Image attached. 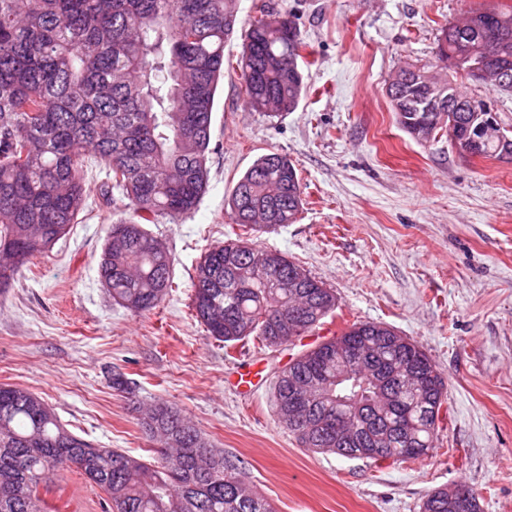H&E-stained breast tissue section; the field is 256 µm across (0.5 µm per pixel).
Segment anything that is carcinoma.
Instances as JSON below:
<instances>
[{"mask_svg":"<svg viewBox=\"0 0 512 512\" xmlns=\"http://www.w3.org/2000/svg\"><path fill=\"white\" fill-rule=\"evenodd\" d=\"M237 0H0V288L77 222L93 189L85 157L106 169L103 199L133 211L111 225L99 273L112 300L132 312L155 309L173 288L169 251L146 228L161 216L191 214L208 186L215 96L224 43L234 34ZM241 32V76L248 105L269 117L294 111L306 86L298 24L276 12ZM435 62L474 78L476 65L512 77V6L475 12L441 30ZM435 85L425 67L405 66L394 87ZM455 112H435L427 137L422 112L391 96L400 128L418 141L467 131L471 102L456 86ZM456 125L448 127L450 116ZM512 139L482 142L476 154L501 158ZM233 223L265 232L297 222L303 187L278 153L254 161L234 186ZM195 317L231 347L254 340L290 345L337 308L333 289L278 251L227 239L200 258L193 275ZM371 359L327 363L314 350L276 376L279 422L314 452L404 464L437 447L447 418L441 373L410 338L384 323L354 322ZM302 392L300 412L291 392ZM154 461L97 448L65 429L35 393L0 386V512H49L40 506L46 476L74 468L108 496L107 512H273L241 477L240 462L210 448L173 406L143 417ZM430 491L422 512H480L478 494Z\"/></svg>","mask_w":512,"mask_h":512,"instance_id":"carcinoma-1","label":"carcinoma"}]
</instances>
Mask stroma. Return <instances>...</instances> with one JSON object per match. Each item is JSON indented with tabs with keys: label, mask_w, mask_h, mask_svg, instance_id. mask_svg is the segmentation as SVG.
Listing matches in <instances>:
<instances>
[{
	"label": "stroma",
	"mask_w": 512,
	"mask_h": 512,
	"mask_svg": "<svg viewBox=\"0 0 512 512\" xmlns=\"http://www.w3.org/2000/svg\"><path fill=\"white\" fill-rule=\"evenodd\" d=\"M512 0H239L241 24L273 7L293 13L308 87L271 118L245 103L241 39L224 45L209 184L197 211L149 230L171 253L173 286L154 310L113 302L98 262L125 208L90 198L77 224L32 257L0 295V385L41 396L71 432L149 457L140 408L167 402L208 445L242 463L276 512H420L428 491L464 484L482 512H512V164L466 157L448 138L419 143L386 95L406 64L432 65L442 27ZM286 155L304 187L296 223L257 234L332 288L338 307L294 345L224 347L192 308V275L212 246L237 237L228 198L259 157ZM355 321L383 322L435 362L450 414L423 461L375 465L300 448L272 405L275 377L300 351ZM262 369L250 396L240 372ZM121 372L135 397L113 392ZM48 505L105 512L107 496L74 470L49 478Z\"/></svg>",
	"instance_id": "stroma-1"
}]
</instances>
